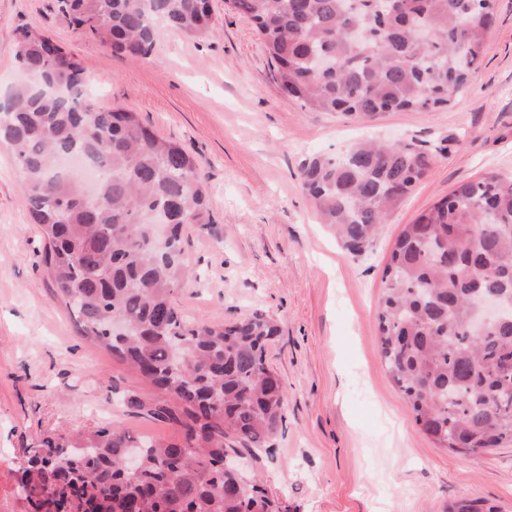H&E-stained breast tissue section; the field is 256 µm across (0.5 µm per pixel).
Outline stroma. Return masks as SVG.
<instances>
[{
    "instance_id": "obj_1",
    "label": "stroma",
    "mask_w": 512,
    "mask_h": 512,
    "mask_svg": "<svg viewBox=\"0 0 512 512\" xmlns=\"http://www.w3.org/2000/svg\"><path fill=\"white\" fill-rule=\"evenodd\" d=\"M211 3L215 37L166 30L133 61L76 29L58 0H0V97L20 78L17 34L35 25L77 55L103 92L98 106L133 110L201 162L214 222L184 225L196 284L174 299L198 321L260 312L278 326L267 362L287 404L261 467L289 512H446L461 500L512 512V446L468 456L436 447L389 378L375 320L404 225L459 182L512 174V0H496L479 66L448 108L391 112L368 126L285 97L251 23ZM369 137L415 142L435 164L354 256L320 224L299 170ZM44 249L17 163L0 145V512H28L19 483L43 436L109 423L174 434L124 405L146 382L80 336L53 294Z\"/></svg>"
}]
</instances>
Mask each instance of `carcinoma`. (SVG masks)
<instances>
[{"label": "carcinoma", "instance_id": "1", "mask_svg": "<svg viewBox=\"0 0 512 512\" xmlns=\"http://www.w3.org/2000/svg\"><path fill=\"white\" fill-rule=\"evenodd\" d=\"M75 26L115 54L148 57L164 27L203 41L209 0H60ZM263 43L273 78L312 112L375 121L439 110L468 85L494 21V0H224ZM330 67L317 69L319 60ZM21 80L0 107L42 262L79 333L127 364L150 394L125 405L174 429L134 437L112 424L47 435L23 485L30 512H288L224 457L259 462L284 418L285 389L266 361L277 327L262 313L237 322L184 316L192 285L186 224L213 223L200 162L124 108L84 93L78 60L37 27L21 31ZM79 155L93 191L58 172ZM413 142L367 141L341 157L313 155L299 181L322 223L353 255L430 173ZM377 330L383 364L415 423L438 448L472 455L512 445V178L465 181L399 234L383 271ZM503 315L479 339L476 297ZM124 323L122 330L113 320ZM448 512H496L458 501Z\"/></svg>", "mask_w": 512, "mask_h": 512}]
</instances>
